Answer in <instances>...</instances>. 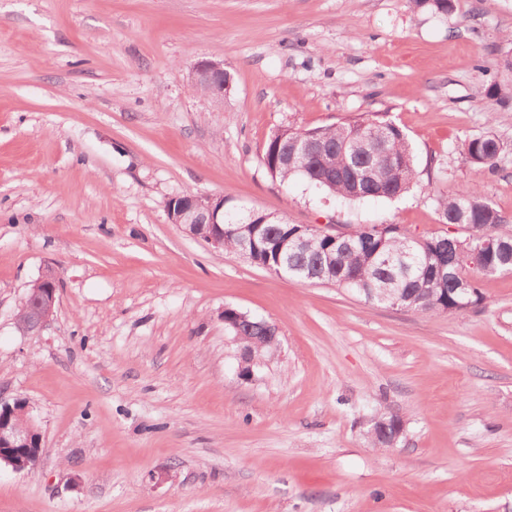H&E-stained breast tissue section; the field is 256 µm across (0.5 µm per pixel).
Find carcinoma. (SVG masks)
Instances as JSON below:
<instances>
[{"instance_id":"obj_1","label":"carcinoma","mask_w":512,"mask_h":512,"mask_svg":"<svg viewBox=\"0 0 512 512\" xmlns=\"http://www.w3.org/2000/svg\"><path fill=\"white\" fill-rule=\"evenodd\" d=\"M385 130L390 159L381 160L373 134ZM315 134L336 145V152L319 165L299 157L288 166L268 168L283 186L300 179L323 193L348 202L396 199L409 192L417 179L415 154L406 133L380 118L315 128H282L281 148ZM504 148L495 136L464 140L461 150L479 169L492 170ZM441 222L466 231L463 236L437 235L409 239L397 226L378 229L357 224L346 236L347 244L322 238L311 251L298 244L307 236L302 224L286 216L257 226L248 215H224V251L238 252L242 238L255 234L257 265L282 272V277L307 283H328L362 295L381 307H400L421 313H447L479 306L485 298L478 278L512 271V237L506 247L492 253L484 244L503 217L481 194L477 185L452 195L435 196ZM264 320L249 318L243 342L253 347L258 361L277 350L279 340L265 333ZM403 434L397 414H383L367 431L375 448H393Z\"/></svg>"}]
</instances>
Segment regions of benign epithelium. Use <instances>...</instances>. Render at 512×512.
<instances>
[{"mask_svg":"<svg viewBox=\"0 0 512 512\" xmlns=\"http://www.w3.org/2000/svg\"><path fill=\"white\" fill-rule=\"evenodd\" d=\"M191 80L216 103L224 101V94L232 86L224 62L207 58L196 63ZM295 149L318 158L327 152V146L311 136L296 142ZM166 211L170 223L183 225L191 236L213 249H224V196L184 194L172 198ZM37 286V290L27 294L15 316L17 330L28 336L41 334L54 316L58 303V273L51 267L45 268L37 279ZM39 435L40 428L32 416L24 423H0V460H4L7 450L33 447V438Z\"/></svg>","mask_w":512,"mask_h":512,"instance_id":"1","label":"benign epithelium"}]
</instances>
